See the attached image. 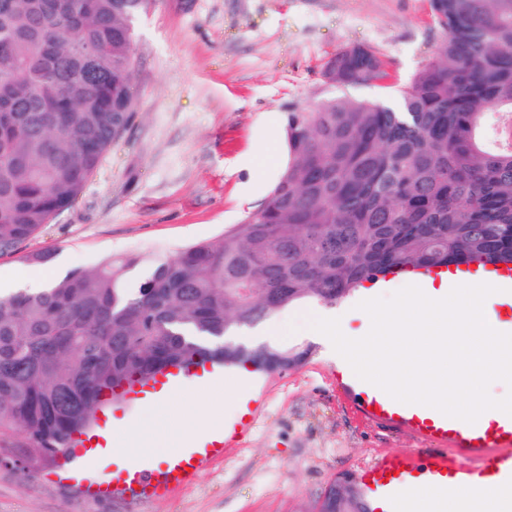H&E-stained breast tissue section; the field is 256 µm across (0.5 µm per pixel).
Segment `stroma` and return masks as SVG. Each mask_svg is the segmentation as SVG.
I'll use <instances>...</instances> for the list:
<instances>
[{
    "label": "stroma",
    "instance_id": "stroma-1",
    "mask_svg": "<svg viewBox=\"0 0 512 512\" xmlns=\"http://www.w3.org/2000/svg\"><path fill=\"white\" fill-rule=\"evenodd\" d=\"M441 34L429 0H155L138 28L136 118L105 155L78 200L25 251H46L50 279L105 258H166L219 238L264 203L288 163L285 118L330 97L393 101L435 53ZM362 46L385 63L387 84L344 88L325 71ZM276 158L263 161L268 148ZM302 365L259 378L266 399L244 436L189 484L166 494L94 496L126 459L105 455L87 479H66V458L28 472L0 465V512H313L324 490L385 454L424 442L362 417L316 337ZM175 416L203 427L236 416L223 391L187 382Z\"/></svg>",
    "mask_w": 512,
    "mask_h": 512
}]
</instances>
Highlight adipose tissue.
<instances>
[{
    "label": "adipose tissue",
    "mask_w": 512,
    "mask_h": 512,
    "mask_svg": "<svg viewBox=\"0 0 512 512\" xmlns=\"http://www.w3.org/2000/svg\"><path fill=\"white\" fill-rule=\"evenodd\" d=\"M146 416L137 428L119 431L115 440V450L132 458L143 454L160 455L157 444L159 422L165 421L169 412L167 402L150 394L145 398ZM499 497L498 491H480L464 486L453 494L442 495L429 484H422L411 491L400 502V512H485Z\"/></svg>",
    "instance_id": "obj_1"
}]
</instances>
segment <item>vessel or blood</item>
<instances>
[{"mask_svg":"<svg viewBox=\"0 0 512 512\" xmlns=\"http://www.w3.org/2000/svg\"><path fill=\"white\" fill-rule=\"evenodd\" d=\"M467 277L494 281L499 292L497 297L512 303V273L505 268L488 265L481 269L463 268ZM224 374L221 366L203 362L170 372L161 383L134 382L126 387L129 399L141 398L166 385L170 393H177L185 379L196 378L200 387L220 380ZM346 394L352 396L361 412L400 427L410 429L425 440V447L402 457H381L371 466L356 470L353 474L364 502L370 512H393L400 495L417 479L429 480L444 491H452L462 485L477 488L493 487L503 493V505L498 512H512V416L498 413L481 417L475 423L444 415L429 406L407 404L387 398L382 390L365 388L348 379L342 384ZM249 411L232 425L229 432L207 434L202 447H179L168 457L165 467L153 468L138 463L120 471L111 484L99 486L100 495H109L112 488H151L167 491L192 482L197 474L214 458L222 456L228 436L249 430L253 421L252 411L262 396L258 383L248 384ZM75 454L70 460L74 473H83L86 461L107 453L103 443H92L90 437L75 436Z\"/></svg>","mask_w":512,"mask_h":512,"instance_id":"obj_1","label":"vessel or blood"}]
</instances>
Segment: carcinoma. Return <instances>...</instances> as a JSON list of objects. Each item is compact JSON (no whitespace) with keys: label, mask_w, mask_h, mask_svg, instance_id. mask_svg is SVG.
<instances>
[{"label":"carcinoma","mask_w":512,"mask_h":512,"mask_svg":"<svg viewBox=\"0 0 512 512\" xmlns=\"http://www.w3.org/2000/svg\"><path fill=\"white\" fill-rule=\"evenodd\" d=\"M152 4L0 0V256L75 203L133 120L136 26ZM430 10L441 42L399 100L289 112L287 166L224 236L0 298V464L54 458L92 428L105 393L169 367L303 364L309 346L232 339L281 310L389 274L512 264V141L491 149L479 134L486 114L512 111V0ZM329 70L342 86L385 77L361 46ZM141 265L139 287H124Z\"/></svg>","instance_id":"cac0c4a2"}]
</instances>
